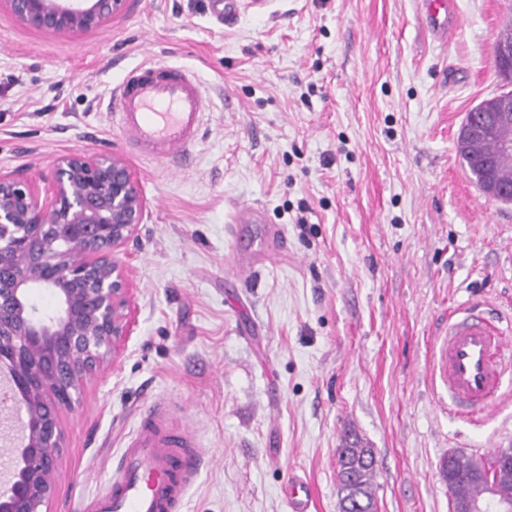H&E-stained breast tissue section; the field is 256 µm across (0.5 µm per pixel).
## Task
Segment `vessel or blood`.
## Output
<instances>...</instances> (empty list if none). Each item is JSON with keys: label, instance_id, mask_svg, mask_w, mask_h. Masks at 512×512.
Returning a JSON list of instances; mask_svg holds the SVG:
<instances>
[{"label": "vessel or blood", "instance_id": "b4317fda", "mask_svg": "<svg viewBox=\"0 0 512 512\" xmlns=\"http://www.w3.org/2000/svg\"><path fill=\"white\" fill-rule=\"evenodd\" d=\"M445 0H431L425 22L435 38H450L455 25ZM115 119L136 148L151 152L169 169L203 136L205 99L199 83L182 69L146 62L131 70L113 92ZM512 334L503 322L470 307L448 320L433 372L448 388V405L460 417L486 411L499 397L501 351ZM200 451L190 432L173 431L168 411L153 406L143 416L115 466L111 483L91 498L94 512H182L198 476ZM290 512H309L311 493L302 481L288 486Z\"/></svg>", "mask_w": 512, "mask_h": 512}]
</instances>
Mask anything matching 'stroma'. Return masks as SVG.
Instances as JSON below:
<instances>
[{
    "label": "stroma",
    "instance_id": "obj_1",
    "mask_svg": "<svg viewBox=\"0 0 512 512\" xmlns=\"http://www.w3.org/2000/svg\"><path fill=\"white\" fill-rule=\"evenodd\" d=\"M128 0L81 34L34 29L0 0V171L47 176L61 156L112 153L145 200L123 262L137 326L63 409L51 512L112 477L158 400L204 464L184 512H339L345 431L373 448L377 512H452L441 461L512 448V387L476 420L448 415L430 365L465 304L512 320V203L487 199L457 150L497 94L495 33L512 0H453L435 42L420 0ZM153 60L190 71L204 136L173 171L131 153L110 98ZM261 210L276 251L233 235ZM287 498L291 512H309L311 493L304 482L294 479L288 485Z\"/></svg>",
    "mask_w": 512,
    "mask_h": 512
}]
</instances>
